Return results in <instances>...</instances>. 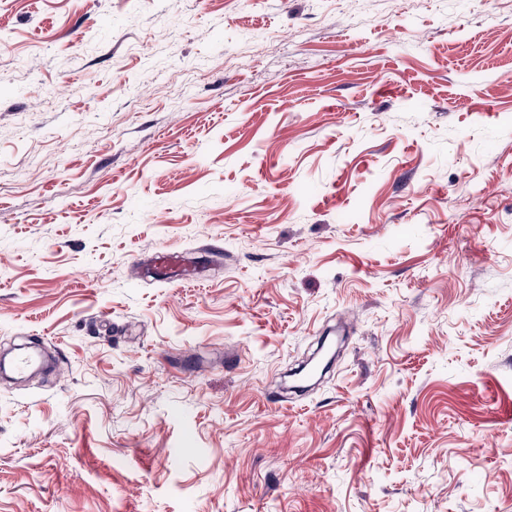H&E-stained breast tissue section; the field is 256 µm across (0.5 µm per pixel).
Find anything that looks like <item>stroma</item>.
<instances>
[{
	"instance_id": "1",
	"label": "stroma",
	"mask_w": 512,
	"mask_h": 512,
	"mask_svg": "<svg viewBox=\"0 0 512 512\" xmlns=\"http://www.w3.org/2000/svg\"><path fill=\"white\" fill-rule=\"evenodd\" d=\"M29 340L0 512H512V0H0ZM191 263L179 251L158 253L152 264V273L157 280H167L179 277L185 269H190Z\"/></svg>"
}]
</instances>
